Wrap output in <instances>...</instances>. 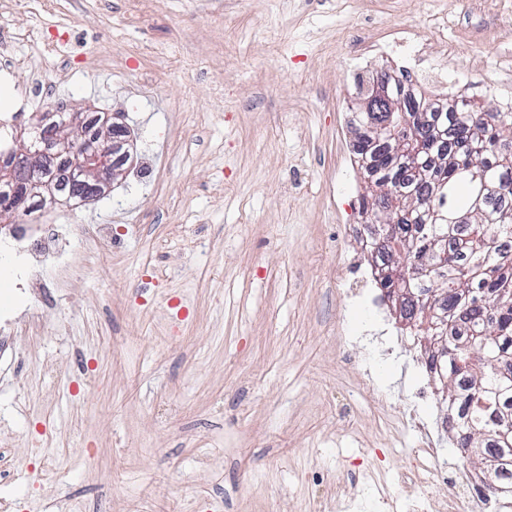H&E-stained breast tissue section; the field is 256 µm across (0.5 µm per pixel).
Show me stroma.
I'll return each instance as SVG.
<instances>
[{
    "label": "stroma",
    "mask_w": 512,
    "mask_h": 512,
    "mask_svg": "<svg viewBox=\"0 0 512 512\" xmlns=\"http://www.w3.org/2000/svg\"><path fill=\"white\" fill-rule=\"evenodd\" d=\"M74 34L69 60L49 49ZM27 67L0 79L14 129L65 109L118 117L135 167L47 224H108L49 268L41 329L0 358V440L18 512H380L427 423L455 467L448 405L424 341L392 309L363 248L369 192L354 162L359 79L415 93L512 97V0H31L9 16ZM95 52L94 67L82 63ZM0 235V316L15 289ZM58 478L35 480L41 453Z\"/></svg>",
    "instance_id": "obj_1"
}]
</instances>
